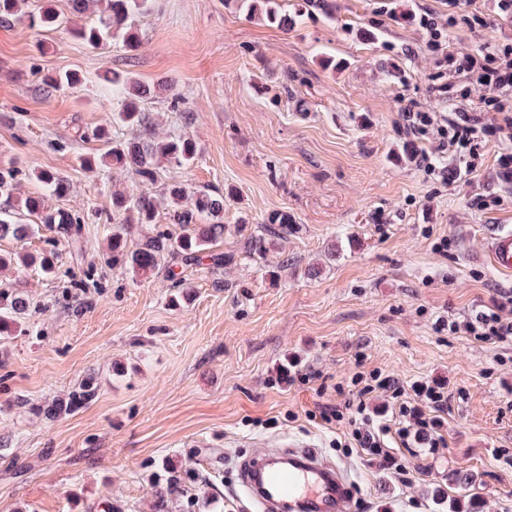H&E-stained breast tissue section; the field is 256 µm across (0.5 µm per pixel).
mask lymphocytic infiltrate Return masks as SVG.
Returning a JSON list of instances; mask_svg holds the SVG:
<instances>
[{
  "label": "lymphocytic infiltrate",
  "mask_w": 512,
  "mask_h": 512,
  "mask_svg": "<svg viewBox=\"0 0 512 512\" xmlns=\"http://www.w3.org/2000/svg\"><path fill=\"white\" fill-rule=\"evenodd\" d=\"M421 25L427 33V46L436 52L437 66L448 73L446 82L434 85L438 95L455 101L456 112L439 118L437 113L415 109L413 104L401 108L400 117L405 133L417 139L437 140L440 151L449 153L464 163L467 172H476L489 142H497L502 150L497 162L502 177L512 183V43L490 50H448V28L440 24L432 11H425ZM480 92V105L472 110L468 102L473 92ZM437 330L463 333L490 344L512 342V292L502 293L500 301L480 309L464 322L437 320ZM351 393L357 399L355 412L360 420L354 423L350 442L377 460L379 467L405 475L404 466L382 447L379 437L367 431L369 418L364 398L384 390L396 404L402 438H414L426 445L429 452L446 447L440 433L439 415L448 408V391L438 384L417 383L413 386L414 400H407L398 384L381 374H356L350 381Z\"/></svg>",
  "instance_id": "1"
}]
</instances>
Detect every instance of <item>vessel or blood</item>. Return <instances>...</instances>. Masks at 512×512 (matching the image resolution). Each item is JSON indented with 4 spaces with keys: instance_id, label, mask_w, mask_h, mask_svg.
I'll return each mask as SVG.
<instances>
[{
    "instance_id": "obj_1",
    "label": "vessel or blood",
    "mask_w": 512,
    "mask_h": 512,
    "mask_svg": "<svg viewBox=\"0 0 512 512\" xmlns=\"http://www.w3.org/2000/svg\"><path fill=\"white\" fill-rule=\"evenodd\" d=\"M490 263L512 276V232L492 236ZM238 495L254 512H357L355 482L347 466L325 463L309 444L267 449L239 465Z\"/></svg>"
}]
</instances>
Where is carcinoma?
I'll use <instances>...</instances> for the list:
<instances>
[{"label":"carcinoma","instance_id":"1","mask_svg":"<svg viewBox=\"0 0 512 512\" xmlns=\"http://www.w3.org/2000/svg\"><path fill=\"white\" fill-rule=\"evenodd\" d=\"M98 20L90 26L76 30L78 37L88 45L97 47L110 39H120L123 44L136 50L140 47L141 36L136 27L139 15L151 8L152 0H103ZM248 16L287 30L293 25V18L282 11L279 0H242ZM32 27L54 28L61 25L59 16L46 9L35 16L29 15ZM81 83L80 76L68 72L47 82V87L57 90L61 87L75 88ZM112 91L123 97L119 111L112 113L105 125L92 131L94 139L105 144L101 154L79 156L80 165L89 172L97 173L106 169L130 171L138 179V188L131 191L112 193V214L106 221L112 224L110 237L109 264L130 272L133 278L146 277L159 271H166L175 292L170 295V305H181L189 297L185 280L175 272L170 261L177 258L185 266L199 265L210 258L214 264L224 257L211 253L215 243L224 238V201L232 192L193 191L181 183H171L155 192L151 186L158 182L160 163L181 168L193 162L198 154L194 139L180 133H173L164 139H156L148 133L152 118L142 104L151 97L149 85L132 78L121 79L113 75L110 79ZM25 173L19 169L0 170V240L12 239L24 245L39 234L42 228L53 233L52 242L75 243L82 232L84 219L71 210L57 205V201L69 193L68 181L56 171L40 170L35 178L41 183L43 192L38 195L20 196L17 187ZM166 206L168 220L180 227V232H171L156 227L159 208ZM266 234L247 238L248 255L264 258L270 250L269 239L285 238L293 227V217L286 211L271 214ZM139 226L142 238L130 245L131 229ZM36 266L40 272L51 278L58 277L55 253L43 250L36 254L28 251L0 252V269L8 266ZM31 302L17 288L0 286V336H14L25 332L22 319L28 314ZM96 387L91 382L80 385L72 392L66 410H74L91 402ZM167 476L159 479V512H166L171 496L178 494L186 498L187 512H194L199 495L192 492L181 476L166 468Z\"/></svg>","mask_w":512,"mask_h":512}]
</instances>
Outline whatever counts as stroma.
I'll return each instance as SVG.
<instances>
[{
    "instance_id": "obj_1",
    "label": "stroma",
    "mask_w": 512,
    "mask_h": 512,
    "mask_svg": "<svg viewBox=\"0 0 512 512\" xmlns=\"http://www.w3.org/2000/svg\"><path fill=\"white\" fill-rule=\"evenodd\" d=\"M237 2L153 0L135 51L76 37L98 14H74L69 0H21L0 23V170L29 172L24 195L40 189L35 171L68 179L60 204L85 224L78 243L58 245V265L88 282L0 272L38 306L26 335L0 341V512H105L109 502L154 512L152 473L166 461L210 474L195 512H246L236 464L269 440L306 442L349 466L359 512H448L453 499L459 512H512V343L434 328L512 290L485 256L493 234L512 231V184L495 144L477 173L435 182L410 160L421 144L399 115L403 98L452 110L429 90L436 65L418 21L425 7L447 17L444 0H335L332 18L319 0H281L296 18L285 31ZM47 4L64 27L29 26ZM459 10L488 25L449 28L450 49L512 39L498 0H459ZM363 28L375 41L359 38ZM326 56L340 68L324 67ZM65 71L82 85L44 91L43 77ZM113 71L155 84L145 104L154 136L181 129L200 148L192 165L162 167V181L234 191L215 247L226 261L188 271L182 307L169 304L165 273L136 280L104 263L112 194L135 178L88 172L77 157L103 147L89 134L120 104ZM181 110L192 117L182 128ZM481 195L501 203L478 209ZM275 211L293 216L292 231L265 259L248 257L246 239ZM359 372L444 384L447 447L431 455L388 435L402 476L341 449L349 424L321 413L344 404L338 388ZM89 377L92 403L48 415Z\"/></svg>"
}]
</instances>
